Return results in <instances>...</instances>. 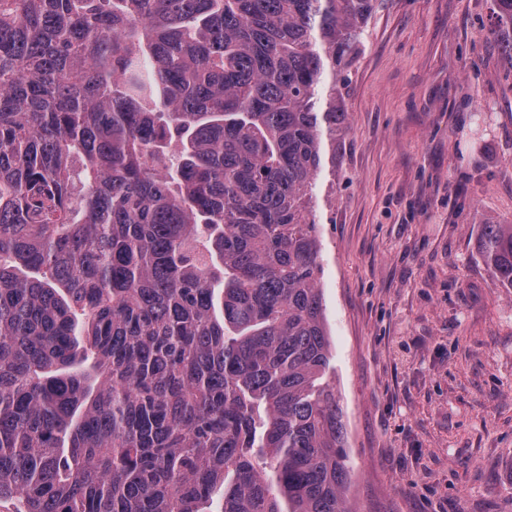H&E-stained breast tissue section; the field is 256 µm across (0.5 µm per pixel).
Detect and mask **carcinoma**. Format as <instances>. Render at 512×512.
<instances>
[{
	"instance_id": "obj_1",
	"label": "carcinoma",
	"mask_w": 512,
	"mask_h": 512,
	"mask_svg": "<svg viewBox=\"0 0 512 512\" xmlns=\"http://www.w3.org/2000/svg\"><path fill=\"white\" fill-rule=\"evenodd\" d=\"M374 2L0 0V505L354 512L315 189Z\"/></svg>"
}]
</instances>
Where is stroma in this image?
Instances as JSON below:
<instances>
[{"instance_id": "obj_1", "label": "stroma", "mask_w": 512, "mask_h": 512, "mask_svg": "<svg viewBox=\"0 0 512 512\" xmlns=\"http://www.w3.org/2000/svg\"><path fill=\"white\" fill-rule=\"evenodd\" d=\"M492 0H376L317 186L355 512H512V61ZM482 224L478 252L491 268L495 285L512 288V224Z\"/></svg>"}]
</instances>
